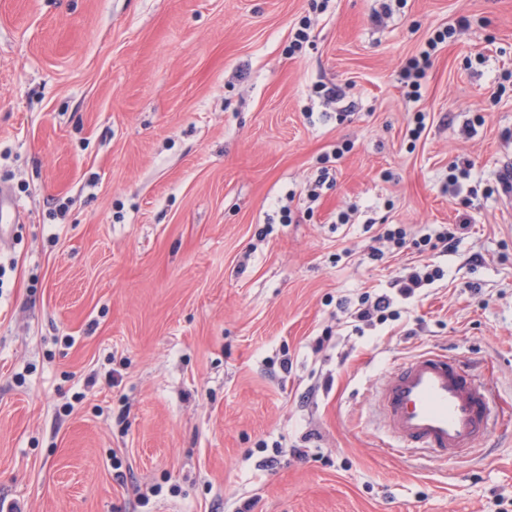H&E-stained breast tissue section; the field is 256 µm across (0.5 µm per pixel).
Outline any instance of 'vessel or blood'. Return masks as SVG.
<instances>
[{
  "label": "vessel or blood",
  "mask_w": 512,
  "mask_h": 512,
  "mask_svg": "<svg viewBox=\"0 0 512 512\" xmlns=\"http://www.w3.org/2000/svg\"><path fill=\"white\" fill-rule=\"evenodd\" d=\"M22 220V205L1 187L0 233ZM490 397V387L457 356L431 351L401 362L379 397L381 415L396 438L391 451L454 459L487 435Z\"/></svg>",
  "instance_id": "obj_1"
}]
</instances>
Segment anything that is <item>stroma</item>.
I'll list each match as a JSON object with an SVG mask.
<instances>
[{
  "instance_id": "stroma-1",
  "label": "stroma",
  "mask_w": 512,
  "mask_h": 512,
  "mask_svg": "<svg viewBox=\"0 0 512 512\" xmlns=\"http://www.w3.org/2000/svg\"><path fill=\"white\" fill-rule=\"evenodd\" d=\"M311 3L0 0V184L24 209L0 242V507L512 512V432L435 462L390 453L376 413L426 351L512 410V0L379 23L378 0ZM306 16L314 43L288 55ZM463 18L407 101L405 62ZM461 222L448 255L365 257L385 226ZM427 265L444 278L355 331L363 294ZM134 484L161 493L140 506ZM451 173L448 176V193L460 204L466 205L469 202L468 197L465 193L468 190L465 189V181L469 177L468 169L463 166L460 167L457 163L450 167Z\"/></svg>"
}]
</instances>
